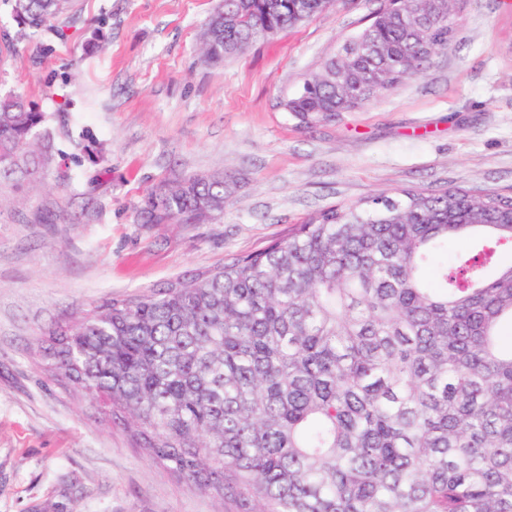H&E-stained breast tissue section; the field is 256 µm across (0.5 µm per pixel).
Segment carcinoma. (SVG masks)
<instances>
[{"label": "carcinoma", "instance_id": "cac0c4a2", "mask_svg": "<svg viewBox=\"0 0 512 512\" xmlns=\"http://www.w3.org/2000/svg\"><path fill=\"white\" fill-rule=\"evenodd\" d=\"M65 0H14L36 32ZM379 8L285 103L333 121L446 48L445 0ZM319 0H222L205 60L294 27ZM236 16L230 27L224 20ZM45 122L0 95V180L52 157ZM224 212V178L150 195L146 223ZM473 238L451 264L437 252ZM50 380L173 476L235 512H512V195L403 189L331 207L215 273L114 297L38 342Z\"/></svg>", "mask_w": 512, "mask_h": 512}]
</instances>
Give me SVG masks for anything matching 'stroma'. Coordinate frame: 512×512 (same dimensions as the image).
I'll use <instances>...</instances> for the list:
<instances>
[{"mask_svg":"<svg viewBox=\"0 0 512 512\" xmlns=\"http://www.w3.org/2000/svg\"><path fill=\"white\" fill-rule=\"evenodd\" d=\"M220 0H67L26 34L0 0V94L36 105L55 159L0 182V512H233L47 381L33 348L65 318L283 237L323 209L404 188L512 195V0H460L421 73L335 121L284 107L381 0L327 11L221 63ZM222 175L223 214L144 224L157 185Z\"/></svg>","mask_w":512,"mask_h":512,"instance_id":"1","label":"stroma"}]
</instances>
